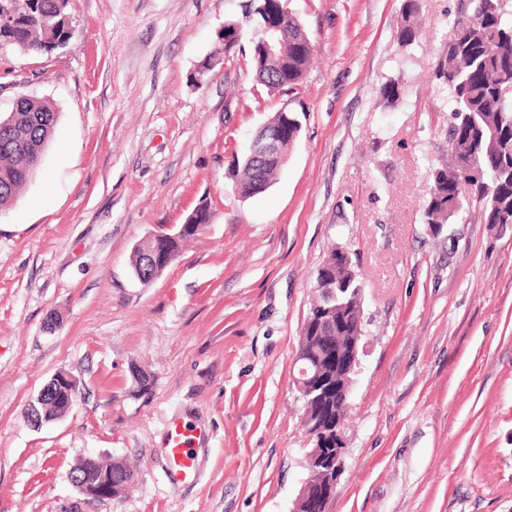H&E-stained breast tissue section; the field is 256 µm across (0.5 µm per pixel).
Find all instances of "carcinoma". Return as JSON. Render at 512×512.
<instances>
[{"label":"carcinoma","mask_w":512,"mask_h":512,"mask_svg":"<svg viewBox=\"0 0 512 512\" xmlns=\"http://www.w3.org/2000/svg\"><path fill=\"white\" fill-rule=\"evenodd\" d=\"M512 0H457L456 13L449 24L444 51L432 65V78L446 93L448 106V151L451 164L436 168L423 209V223L448 224L471 219L479 210L486 224H512V95L504 90L512 86ZM69 0H0V11L12 13L8 29L0 33V44L24 52H52L64 48L70 38ZM284 0H254L242 6L245 21L256 24L253 64L264 63L260 51L263 30L283 14ZM402 24L396 32L399 48L406 50L420 37L419 0H402ZM288 45V70L274 71L271 77L255 75L258 84L272 94L284 88L292 90L304 78L310 63L311 40L293 13L278 32ZM57 119L53 105L34 96L16 100L12 119H0V207L12 202L19 189L37 171L45 146ZM279 169L270 168L258 178L242 163L232 169L234 190L248 196L263 181L270 185ZM143 242L133 255L136 277L155 275L157 266L145 269ZM318 297L310 314L324 319L313 330L317 336H329L331 342L319 346L321 365L335 363L336 320H327L324 308L347 301L352 289L360 287L354 268L346 265L318 269ZM307 412L323 415L325 429H336V393L310 403ZM85 478L89 483H129L131 472L119 461L87 462ZM335 487L320 490L307 512H326Z\"/></svg>","instance_id":"carcinoma-1"}]
</instances>
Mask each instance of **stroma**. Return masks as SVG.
<instances>
[{
    "label": "stroma",
    "mask_w": 512,
    "mask_h": 512,
    "mask_svg": "<svg viewBox=\"0 0 512 512\" xmlns=\"http://www.w3.org/2000/svg\"><path fill=\"white\" fill-rule=\"evenodd\" d=\"M242 3L70 0L65 48L0 49V113L23 94L58 111L38 172L0 208V512H292L312 446L293 359L341 248L364 350L328 512H512V224L435 236L422 219L428 172L451 160L429 69L457 0H420L404 51L401 0H288L314 52L286 95L257 85L251 26L224 40ZM286 102L306 115L275 184L234 195L232 161ZM203 202L209 224L136 279V245ZM61 370L75 406L32 424ZM174 418L209 433L178 485L160 448ZM89 456L131 467L121 495L78 494ZM419 8V0H402V24L396 32V41L402 50L410 48L420 37Z\"/></svg>",
    "instance_id": "35a3bbf8"
}]
</instances>
